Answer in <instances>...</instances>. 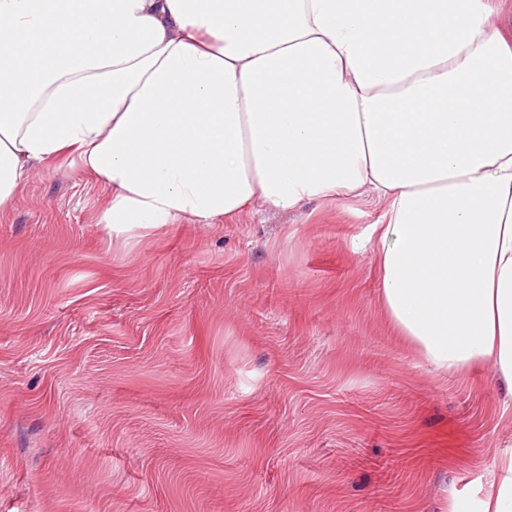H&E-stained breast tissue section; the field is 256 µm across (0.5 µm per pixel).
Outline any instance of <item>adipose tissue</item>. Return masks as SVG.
<instances>
[{
	"label": "adipose tissue",
	"mask_w": 512,
	"mask_h": 512,
	"mask_svg": "<svg viewBox=\"0 0 512 512\" xmlns=\"http://www.w3.org/2000/svg\"><path fill=\"white\" fill-rule=\"evenodd\" d=\"M63 155L122 233L373 194L396 334L512 385V40L488 0H0V210ZM476 512H512V453Z\"/></svg>",
	"instance_id": "ef3b65f1"
}]
</instances>
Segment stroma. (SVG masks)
Masks as SVG:
<instances>
[{
  "label": "stroma",
  "instance_id": "stroma-1",
  "mask_svg": "<svg viewBox=\"0 0 512 512\" xmlns=\"http://www.w3.org/2000/svg\"><path fill=\"white\" fill-rule=\"evenodd\" d=\"M64 156L0 212V512H444L512 391L395 336L369 197L115 235Z\"/></svg>",
  "mask_w": 512,
  "mask_h": 512
}]
</instances>
